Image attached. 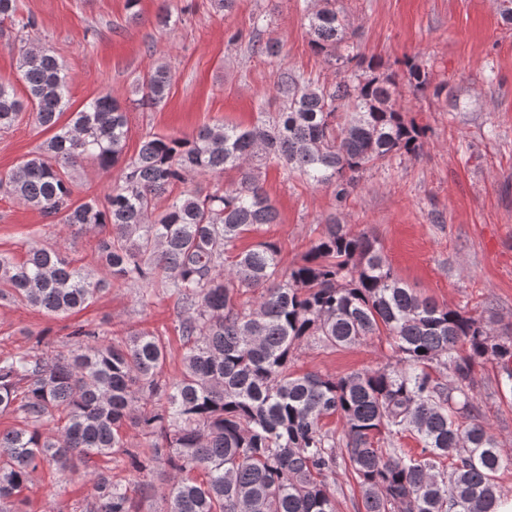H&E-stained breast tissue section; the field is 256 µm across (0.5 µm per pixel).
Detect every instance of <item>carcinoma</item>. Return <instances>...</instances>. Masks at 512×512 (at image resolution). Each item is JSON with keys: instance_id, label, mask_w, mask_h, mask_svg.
<instances>
[{"instance_id": "carcinoma-1", "label": "carcinoma", "mask_w": 512, "mask_h": 512, "mask_svg": "<svg viewBox=\"0 0 512 512\" xmlns=\"http://www.w3.org/2000/svg\"><path fill=\"white\" fill-rule=\"evenodd\" d=\"M337 0L303 7L311 49L336 70L317 83L292 70L277 80L279 112L255 123L204 125L190 133L147 135L125 158L126 108L105 91L70 111L65 67L45 46H19L26 99L0 78V132L31 107L53 136L0 175V192L38 210L50 224L102 231L98 270L76 267L56 248L33 245L17 262L0 254V301L53 315L81 310L112 288L162 289L176 296L182 370L166 376L167 346L154 331L81 324L53 350L0 346V512L38 471L76 472L95 457H121L142 474V497L160 495L166 512H336L328 474L343 468L364 512H496L500 474L512 469L476 404L475 369L498 364L497 392L512 395V332L421 296L389 265L377 240L333 217L298 262L261 241L235 242L279 212L262 182V161L277 159L343 205L361 174L396 156L416 157L426 127L404 117L400 86H431L408 59L396 71L346 52L354 35ZM32 29L17 0H0V25ZM274 59L280 43L251 42ZM172 74L157 66L134 88L158 108ZM66 122H61L65 113ZM94 163L109 182L104 201L74 199L75 167ZM239 174L226 186V172ZM190 176L158 214L157 201ZM386 339L388 361L344 376L291 370L302 344L351 348ZM336 416L341 435L323 429ZM144 449L128 447L126 427ZM412 434L420 448L401 446ZM90 497L72 512H136L127 487L104 470L86 473Z\"/></svg>"}]
</instances>
